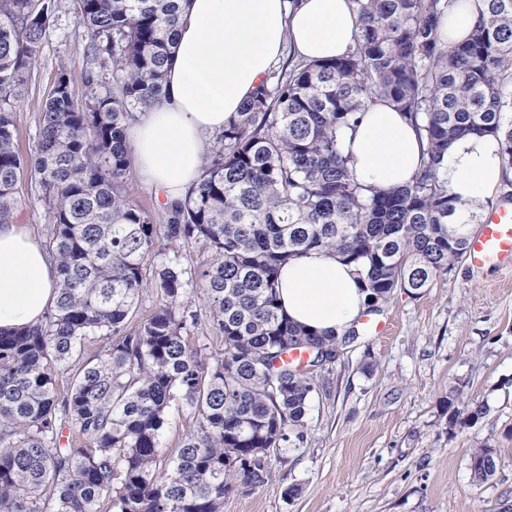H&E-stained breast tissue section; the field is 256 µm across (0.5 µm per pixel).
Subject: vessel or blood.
<instances>
[{
  "instance_id": "obj_1",
  "label": "vessel or blood",
  "mask_w": 512,
  "mask_h": 512,
  "mask_svg": "<svg viewBox=\"0 0 512 512\" xmlns=\"http://www.w3.org/2000/svg\"><path fill=\"white\" fill-rule=\"evenodd\" d=\"M466 258L477 270L512 271V207L505 205L487 212L469 240Z\"/></svg>"
}]
</instances>
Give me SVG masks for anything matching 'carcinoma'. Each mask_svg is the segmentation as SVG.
Returning <instances> with one entry per match:
<instances>
[{
    "label": "carcinoma",
    "instance_id": "1",
    "mask_svg": "<svg viewBox=\"0 0 512 512\" xmlns=\"http://www.w3.org/2000/svg\"><path fill=\"white\" fill-rule=\"evenodd\" d=\"M355 49L322 62L286 61L244 101L207 152L202 178L169 223L127 197L124 128L159 102L185 0H77L86 28L83 97L60 69L29 163L14 148L6 108L37 62L56 0L0 5V221L25 167L52 214L58 294L31 329L0 330V512H224V498L266 485L280 449L307 437L322 374L366 331L325 337L288 318L278 272L310 250L360 267L362 316L397 292L418 296L465 257L471 219L440 172L448 144L501 141L512 165V0H485L472 32L444 45L450 0H352ZM112 91L102 93L107 65ZM378 100L394 104L426 144L413 181L376 193L352 176L337 138ZM455 231L448 232V225ZM202 240L213 260L182 265L177 243ZM162 303L137 325L147 285ZM208 304L224 352L190 346L191 301ZM103 352L80 357L82 342ZM291 350L308 355L298 366ZM67 372L66 392L56 387ZM182 400L197 428L176 456L160 434ZM70 426L78 440L61 443ZM496 449L471 456L474 482L496 471Z\"/></svg>",
    "mask_w": 512,
    "mask_h": 512
}]
</instances>
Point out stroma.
Listing matches in <instances>:
<instances>
[{
	"instance_id": "1",
	"label": "stroma",
	"mask_w": 512,
	"mask_h": 512,
	"mask_svg": "<svg viewBox=\"0 0 512 512\" xmlns=\"http://www.w3.org/2000/svg\"><path fill=\"white\" fill-rule=\"evenodd\" d=\"M56 3L31 75L11 98L24 160L58 70L86 91L85 29L74 0ZM10 216L46 241L36 175L17 183ZM381 319L391 333L350 345L327 391L311 399L306 442L285 445L269 482L226 498L224 512H512V273L458 263L421 295L395 293ZM452 389L459 409L477 402L485 415L449 426L442 402ZM483 445L497 450L496 472L477 486L471 455Z\"/></svg>"
}]
</instances>
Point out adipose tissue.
Here are the masks:
<instances>
[{
	"mask_svg": "<svg viewBox=\"0 0 512 512\" xmlns=\"http://www.w3.org/2000/svg\"><path fill=\"white\" fill-rule=\"evenodd\" d=\"M481 8L482 0H451L440 21L442 42L465 39ZM357 27L351 0H188L165 93L125 129L141 179L166 205L183 201L200 181L209 137L223 131L274 65L287 55L307 62L346 56ZM337 136L355 179L369 189L406 185L423 164L414 127L384 100ZM504 174L501 144L491 135L454 140L442 166L449 198L468 215L484 211ZM56 286L46 248L22 225L0 222V328L37 325ZM276 291L291 321L321 334L349 330L366 302L356 266L323 251L291 258Z\"/></svg>",
	"mask_w": 512,
	"mask_h": 512,
	"instance_id": "1",
	"label": "adipose tissue"
}]
</instances>
